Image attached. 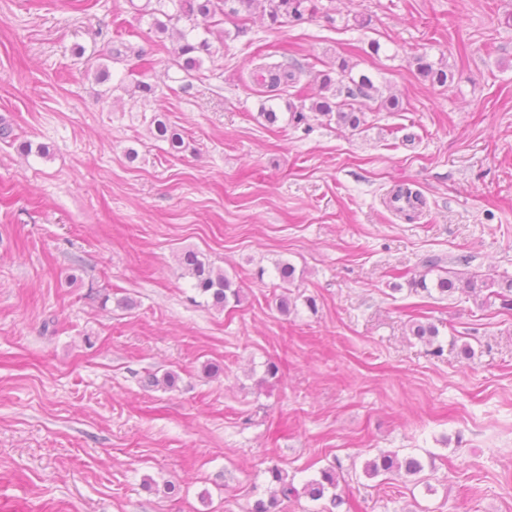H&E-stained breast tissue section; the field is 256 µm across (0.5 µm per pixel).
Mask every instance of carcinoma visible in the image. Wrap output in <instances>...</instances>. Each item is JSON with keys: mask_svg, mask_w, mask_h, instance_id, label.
Here are the masks:
<instances>
[{"mask_svg": "<svg viewBox=\"0 0 512 512\" xmlns=\"http://www.w3.org/2000/svg\"><path fill=\"white\" fill-rule=\"evenodd\" d=\"M175 13L165 14L167 21H156L157 30L164 33L168 30L171 21H185L190 28H195L197 21L211 20L216 14L225 17H245L253 14L256 9L261 10L271 27H281L290 23L302 22L313 18L323 12L322 0H169ZM181 43L177 49V63L185 70H194L201 67L204 59L211 55V45L206 39H191L184 30L179 31ZM418 74L431 85L444 87L452 80L448 68L428 60L424 56L416 57ZM303 66L299 64H260L256 66V73L261 77L262 84L269 91L286 92L297 89V93L304 92L299 86ZM319 94L311 98V102L301 99L300 104H288L290 120L294 127L304 126L310 130L308 113L319 115L327 121H335L356 130L362 123L364 112L354 104L357 96L380 101V106L389 111L398 112L402 109L400 100L396 97H383L379 95V88L371 76L362 74L355 78L352 76V67L345 58L336 61V67L319 74ZM152 134L155 139L168 144L169 151L176 154L182 151L184 141L182 137L171 130L166 123L154 118ZM184 273L192 280V288L201 296L212 299L213 305L224 307L233 302L242 301L243 289L235 285L224 273L211 263L198 257L194 252H186L180 259ZM410 285L415 289L430 291L435 289L440 295L451 297L456 293L474 296L477 289L487 290L486 298L495 297L502 300V304L512 307V280L508 281L506 291L493 289L495 282L483 281L476 286L473 278H461L457 275L438 276L433 283H427L426 276L413 278ZM410 331L414 337L434 346L433 353L440 355L441 346L434 345L439 336V329L433 324L414 322ZM421 461L408 455L399 458L395 453H381L365 464V473L369 476L386 474L390 476H415L421 473ZM270 482L275 489L268 500L258 499L254 502L251 512H277L289 501L306 496L314 501L320 500L325 493L337 487L338 477L336 468L329 467L321 471V477L306 482L302 487L295 486L293 480L276 464L267 468Z\"/></svg>", "mask_w": 512, "mask_h": 512, "instance_id": "obj_1", "label": "carcinoma"}]
</instances>
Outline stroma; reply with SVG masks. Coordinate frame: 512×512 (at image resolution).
<instances>
[{"instance_id":"obj_1","label":"stroma","mask_w":512,"mask_h":512,"mask_svg":"<svg viewBox=\"0 0 512 512\" xmlns=\"http://www.w3.org/2000/svg\"><path fill=\"white\" fill-rule=\"evenodd\" d=\"M156 6L0 0V512H250L274 461L298 486L341 474V503L286 512H512V309L410 285L512 279V0H325L243 34L218 16L189 72ZM421 54L447 86L418 75ZM258 57L347 58L403 108L368 100L359 129L306 131L284 93L267 125ZM157 115L181 153L152 137ZM403 184L424 201L411 220L386 206ZM189 249L239 305L195 293ZM167 372L173 387L145 386ZM383 452L424 470L366 476ZM416 69L418 74L431 85L444 87L452 80V74L442 64L429 61L425 56L416 57ZM412 288L421 289L430 292V288H434L441 296H454L456 293L467 294L469 296H477L476 282L474 278H461L454 274L453 276L439 275L429 287L426 276L422 275L418 278H413L410 281Z\"/></svg>"}]
</instances>
